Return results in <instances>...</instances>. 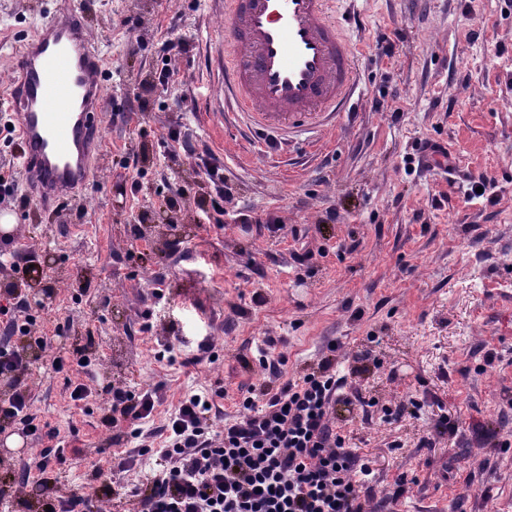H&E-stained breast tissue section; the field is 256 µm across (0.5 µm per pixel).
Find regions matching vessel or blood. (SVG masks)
<instances>
[{
	"instance_id": "obj_1",
	"label": "vessel or blood",
	"mask_w": 512,
	"mask_h": 512,
	"mask_svg": "<svg viewBox=\"0 0 512 512\" xmlns=\"http://www.w3.org/2000/svg\"><path fill=\"white\" fill-rule=\"evenodd\" d=\"M224 100L268 148L329 121L358 87L336 0H224ZM104 57L75 4L47 11L18 51L9 97L31 200L55 211L81 195L100 155Z\"/></svg>"
}]
</instances>
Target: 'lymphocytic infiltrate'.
<instances>
[{
    "mask_svg": "<svg viewBox=\"0 0 512 512\" xmlns=\"http://www.w3.org/2000/svg\"><path fill=\"white\" fill-rule=\"evenodd\" d=\"M26 369L0 348V376L16 389L0 405V427L35 422L21 390ZM344 384L330 353L277 391L244 396L226 418L213 396L185 395L163 427V447L137 451L154 462L141 512H369L360 479L370 475V462L350 451L331 420ZM105 394L102 422L109 428L146 419L154 409L147 390L111 387ZM62 457L59 448L39 453L37 512H88L85 496L61 493L46 475L51 459Z\"/></svg>",
    "mask_w": 512,
    "mask_h": 512,
    "instance_id": "lymphocytic-infiltrate-1",
    "label": "lymphocytic infiltrate"
}]
</instances>
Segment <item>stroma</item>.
I'll use <instances>...</instances> for the list:
<instances>
[{
  "mask_svg": "<svg viewBox=\"0 0 512 512\" xmlns=\"http://www.w3.org/2000/svg\"><path fill=\"white\" fill-rule=\"evenodd\" d=\"M103 54L99 174L80 200L47 215L20 203L21 141L0 140L14 161L13 231L0 250L21 266L56 256L42 284L53 299L29 304L49 350L28 379L39 438L0 451V489L16 512H35L31 485L14 473L44 448L62 493L93 495L94 472L111 474L112 512H137L148 472L137 443L161 445L180 399L223 387L221 413L244 386L277 389L336 342L345 375L338 431L371 458L363 485L385 512H512V0H336L347 24L361 93L326 130L307 128L276 155L224 108L217 32L224 0H78ZM56 0H0V101L15 52ZM400 30L392 56L383 34ZM189 42L170 57L165 40ZM167 86L151 81L164 68ZM183 125L192 154L165 158L169 127ZM451 146L455 169L419 166L416 146ZM224 161L234 190L224 225L209 224L208 187L196 156ZM130 167H123L124 158ZM485 181L486 192L472 186ZM165 209L191 234L152 227ZM152 233V251L141 248ZM310 252L307 264L295 253ZM165 299L157 301L155 289ZM187 347L164 353L172 337ZM217 342L216 361L187 364L189 344ZM92 362L54 371L75 346ZM282 360L281 377L260 358ZM93 397L75 402L76 385ZM154 392L127 470L106 453L101 424L108 386ZM420 403L418 415L406 409ZM454 433L436 436L441 416ZM430 438L431 447L421 445ZM413 476L391 500L399 473Z\"/></svg>",
  "mask_w": 512,
  "mask_h": 512,
  "instance_id": "35a3bbf8",
  "label": "stroma"
}]
</instances>
